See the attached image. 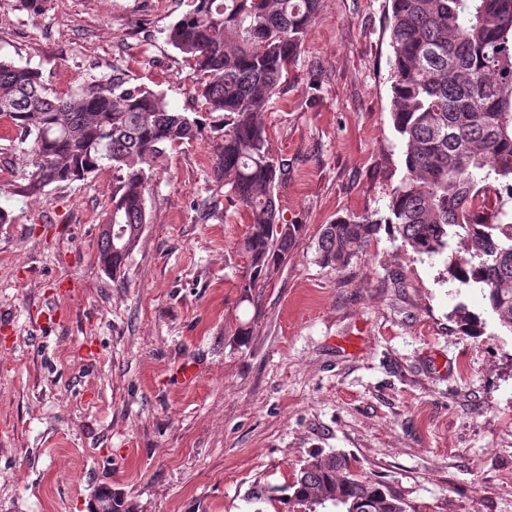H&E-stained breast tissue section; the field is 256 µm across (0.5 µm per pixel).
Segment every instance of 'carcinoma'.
I'll use <instances>...</instances> for the list:
<instances>
[{"instance_id": "1", "label": "carcinoma", "mask_w": 512, "mask_h": 512, "mask_svg": "<svg viewBox=\"0 0 512 512\" xmlns=\"http://www.w3.org/2000/svg\"><path fill=\"white\" fill-rule=\"evenodd\" d=\"M391 117L404 146L405 176L393 188L389 215L340 217L319 235L318 262L346 267L381 225L415 253L432 257L459 240L465 256L448 258V276L476 288L512 331V0H390ZM320 0H192L167 30L191 61L188 90L201 101L189 114L165 95L131 86L120 74L93 80L65 97L47 93L41 72L0 58V121L23 156L19 193L38 196L52 184L83 180L109 165L115 180L98 259L121 275L147 224L145 192L167 147L206 135L213 144L211 194L195 204L199 220L223 216L226 196L249 220L242 299L287 257L301 224L280 223L275 189L287 172L275 160L265 112L282 88ZM460 327L480 336L484 322L461 306ZM288 512L320 505L351 512H407L400 493L317 453L289 486ZM112 512L132 505L104 487Z\"/></svg>"}]
</instances>
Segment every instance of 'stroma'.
<instances>
[{"instance_id": "35a3bbf8", "label": "stroma", "mask_w": 512, "mask_h": 512, "mask_svg": "<svg viewBox=\"0 0 512 512\" xmlns=\"http://www.w3.org/2000/svg\"><path fill=\"white\" fill-rule=\"evenodd\" d=\"M190 0H0V56L65 96L120 72L199 110L167 40ZM388 0H321L265 115L284 223L304 231L242 302L247 225L229 201L201 221L212 147L169 149L124 281L98 261L105 168L37 198L0 122V512H88L99 486L134 512H288L309 455H345L407 512H512V332L477 291L380 231L342 269L323 225L384 217L405 173L391 118ZM479 314L461 331L457 305ZM252 332L239 340L240 322ZM196 371L184 382L185 365Z\"/></svg>"}]
</instances>
